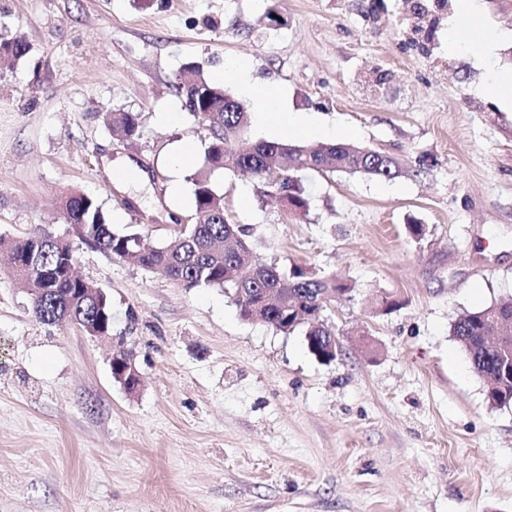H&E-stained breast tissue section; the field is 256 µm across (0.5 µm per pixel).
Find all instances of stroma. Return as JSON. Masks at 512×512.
<instances>
[{"mask_svg": "<svg viewBox=\"0 0 512 512\" xmlns=\"http://www.w3.org/2000/svg\"><path fill=\"white\" fill-rule=\"evenodd\" d=\"M414 0H0V235L72 239L75 270L112 307V335L40 322L0 253V512H512V405L453 339L462 312L512 299V0H477L494 45L448 49L456 0L428 50ZM293 112L395 157L402 176L301 175L305 216L251 174L217 170L227 215L260 261L347 284L323 313L324 363L302 332L242 320L220 288L187 290L78 240L60 203L91 196L114 229L160 245L195 221L167 160L207 127L176 73L227 60ZM138 114L131 142L106 112ZM145 170L141 188L114 169ZM424 226L422 238L408 227ZM400 307L382 314V296ZM368 332L377 354L355 336ZM141 384L112 378L116 344Z\"/></svg>", "mask_w": 512, "mask_h": 512, "instance_id": "stroma-1", "label": "stroma"}]
</instances>
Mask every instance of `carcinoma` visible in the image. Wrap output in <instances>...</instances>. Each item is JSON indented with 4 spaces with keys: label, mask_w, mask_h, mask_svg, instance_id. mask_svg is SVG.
Returning a JSON list of instances; mask_svg holds the SVG:
<instances>
[{
    "label": "carcinoma",
    "mask_w": 512,
    "mask_h": 512,
    "mask_svg": "<svg viewBox=\"0 0 512 512\" xmlns=\"http://www.w3.org/2000/svg\"><path fill=\"white\" fill-rule=\"evenodd\" d=\"M174 88L182 99V106L191 115L204 109L213 115L204 166L191 175L195 211L206 213L204 220L188 225L157 247H145L138 243L136 234L113 229L93 198L76 193L66 205L67 223L80 230L82 241L144 269L161 268L186 289L219 287L228 290L244 320H252V305L261 302L266 294L279 288L291 289L292 295L287 301L263 308L266 323L284 334L302 330L309 352L316 354L336 332L320 318L312 322L300 317L296 306L308 307L326 289L336 287V281L321 276L316 281L306 282L302 280L300 267L284 270L257 259L251 263L245 261V256L252 252L248 234L226 214L224 197L215 191L211 171L247 170L260 179L269 192L287 199L292 214L303 215L309 210V197L296 172H342L391 181L398 177L399 162L377 151L362 154L359 146L346 141L311 147L259 140L251 150L240 152L231 138L238 127L248 123L245 105L239 103L235 110L228 109L224 89L194 63L186 64L175 75ZM108 116L111 126L127 139L137 138L136 114L110 112ZM0 245L16 252L23 265L33 252L37 253L44 269L56 268L62 261L58 242L41 235L0 239ZM17 277L25 288H48L32 303L33 313L40 321L56 323L68 319L81 326L96 318L98 308L94 303L71 306L68 298L71 288L75 287L73 282L61 279L46 285L39 275L31 276L22 268ZM494 322L504 335L512 336V301L464 311L451 325V333L467 354L474 373L493 377L494 384L488 389L487 399L497 407L512 403V351L499 352L484 346L482 336Z\"/></svg>",
    "instance_id": "obj_1"
}]
</instances>
